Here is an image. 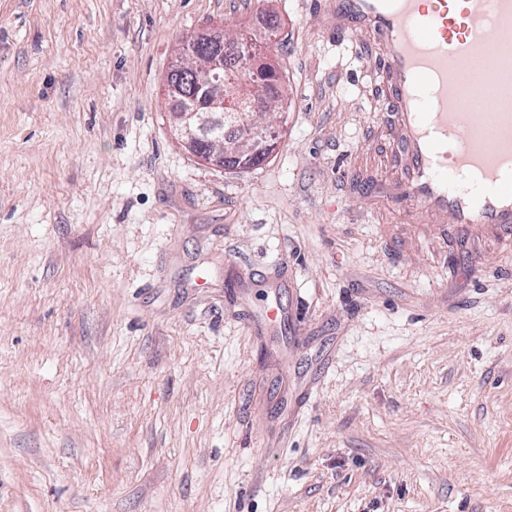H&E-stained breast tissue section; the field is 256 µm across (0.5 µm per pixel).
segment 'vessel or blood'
<instances>
[{
	"label": "vessel or blood",
	"mask_w": 512,
	"mask_h": 512,
	"mask_svg": "<svg viewBox=\"0 0 512 512\" xmlns=\"http://www.w3.org/2000/svg\"><path fill=\"white\" fill-rule=\"evenodd\" d=\"M379 49L406 199L444 232L512 239V0H335Z\"/></svg>",
	"instance_id": "obj_1"
}]
</instances>
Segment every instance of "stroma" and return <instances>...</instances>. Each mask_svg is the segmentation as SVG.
<instances>
[{
  "instance_id": "35a3bbf8",
  "label": "stroma",
  "mask_w": 512,
  "mask_h": 512,
  "mask_svg": "<svg viewBox=\"0 0 512 512\" xmlns=\"http://www.w3.org/2000/svg\"><path fill=\"white\" fill-rule=\"evenodd\" d=\"M331 7L0 0V512H512V245L396 191ZM216 26L285 90L241 172L172 130Z\"/></svg>"
}]
</instances>
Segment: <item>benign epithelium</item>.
Wrapping results in <instances>:
<instances>
[{"label":"benign epithelium","instance_id":"benign-epithelium-1","mask_svg":"<svg viewBox=\"0 0 512 512\" xmlns=\"http://www.w3.org/2000/svg\"><path fill=\"white\" fill-rule=\"evenodd\" d=\"M224 38L223 30L213 29L206 39L211 51L205 60L207 83L200 100L173 113L175 130L183 145L193 152L205 151L207 162L224 166V143L216 132L224 130V120H234L235 127L244 135V142H254L264 137L267 126L254 119V113L265 109L259 76L253 67L244 64L232 78L245 95H224Z\"/></svg>","mask_w":512,"mask_h":512}]
</instances>
